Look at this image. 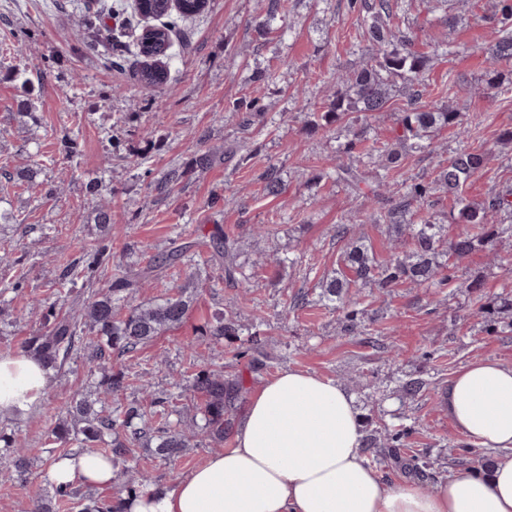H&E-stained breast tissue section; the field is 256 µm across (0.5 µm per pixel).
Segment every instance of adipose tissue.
Instances as JSON below:
<instances>
[{
    "instance_id": "ef3b65f1",
    "label": "adipose tissue",
    "mask_w": 512,
    "mask_h": 512,
    "mask_svg": "<svg viewBox=\"0 0 512 512\" xmlns=\"http://www.w3.org/2000/svg\"><path fill=\"white\" fill-rule=\"evenodd\" d=\"M53 375L31 354L0 355V413L39 405ZM455 428L493 452L489 472L460 471L427 491L369 465L354 399L336 380L279 371L252 397L233 443L188 475L144 488L126 512H512V366L468 363L442 395ZM115 465L93 451L57 458L58 486L108 489Z\"/></svg>"
}]
</instances>
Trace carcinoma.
<instances>
[{
    "mask_svg": "<svg viewBox=\"0 0 512 512\" xmlns=\"http://www.w3.org/2000/svg\"><path fill=\"white\" fill-rule=\"evenodd\" d=\"M207 0H136L135 13L146 20L135 38V51L139 66L135 80L146 89H155L168 80L167 68L156 72V64L172 45L173 37L180 34L183 22L197 15L206 6ZM350 7L361 13L368 41L375 54L361 68L338 77L336 93L322 118L341 121L350 114L361 115L362 125L353 138L338 144L336 163L323 176L336 175V181L344 183L350 190H360L361 184H371L374 208L369 220L375 224H386L395 237L407 235L412 250L403 256L396 252L378 260L373 252L359 240H353L344 251V265L348 273H342L321 285L323 301L343 314L344 331L352 332L358 326L356 302L349 296V288L376 286L390 290L403 283L414 286H442L448 282V264L442 257L462 260L478 247L493 249L499 235L502 217L512 222V188L489 196L475 203L462 194L466 181L487 166L490 157L483 150H461L448 158L441 166L433 184L412 182L400 190L390 188L385 178L372 175L360 166L346 165L345 156L358 151V146L367 131L368 119L383 111L396 81L410 92V108L401 113L396 134L397 146H388L382 154L384 167L398 166L400 149L412 152L432 151L437 133L447 127L464 128V113L451 104L423 103L421 86L431 57L427 52L414 49L412 40L391 22L392 7L389 0H379L371 6L365 0H350ZM512 0H497L496 11L484 19L490 29V55L483 75L484 89L496 90L505 78V69L512 67ZM438 186L452 197L453 209L448 220L465 225V230L448 241L442 238V225L431 215L421 211L416 218L407 219L412 203L428 201L433 186ZM197 247L209 250L212 257L224 266L225 278L245 281L246 275L236 263L224 231L215 227L207 237L194 242ZM183 247L175 246L168 251L152 255L147 264L136 273L116 271L107 290L82 300L77 313L59 316L45 310V332L34 336L25 349L37 355L44 367L57 370L77 352L82 351L89 362L100 370L94 397L76 393L63 411V416L48 431V438L55 443L74 445L82 450L104 453L116 464L126 463L137 448H150L155 456L163 460L179 457L191 442L208 440L224 441L225 430L232 427L234 414L241 402L244 386L240 381L224 379L221 370H202L192 380V390L202 404L198 408L202 423L194 426L183 424L179 419V396L166 398L169 420L154 427L144 420L138 406L123 410L112 408L109 400H118L126 388L125 376L112 372V351L129 353L144 346L171 328L179 325L189 309V300L184 291L140 303L127 310L122 306L131 290L150 282L154 273L181 258ZM109 258L108 245H99L92 261L82 268L80 274L91 278L98 267ZM209 336L218 340L236 334L234 322L215 318L208 327ZM176 420H171V416ZM407 430L379 433L363 441L369 455L375 461H397L411 474L429 476L427 463L418 456L406 452ZM0 478L28 482L30 461L21 444L0 430ZM150 476L145 470L129 468L121 488L127 496H134ZM53 497L37 496L32 502L31 512H53L52 500H68L77 505L79 512H114L112 505L91 492L52 486Z\"/></svg>",
    "mask_w": 512,
    "mask_h": 512,
    "instance_id": "1",
    "label": "carcinoma"
}]
</instances>
